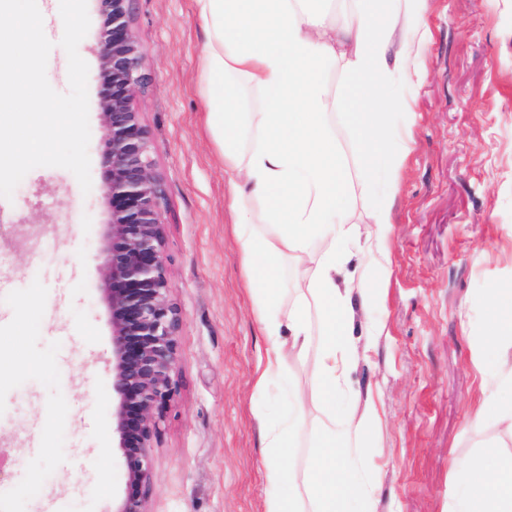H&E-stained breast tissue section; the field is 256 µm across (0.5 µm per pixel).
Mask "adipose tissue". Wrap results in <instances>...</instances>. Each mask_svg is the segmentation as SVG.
I'll use <instances>...</instances> for the list:
<instances>
[{
	"label": "adipose tissue",
	"instance_id": "obj_1",
	"mask_svg": "<svg viewBox=\"0 0 512 512\" xmlns=\"http://www.w3.org/2000/svg\"><path fill=\"white\" fill-rule=\"evenodd\" d=\"M425 0H357L349 22H332L316 0H194L206 39L200 78L208 126L230 177L227 207L239 245L245 287L268 341L255 370L264 391L286 359H311L310 384L292 390L297 405L313 403L325 420L315 432L317 452L303 474L277 465L264 472L273 493L265 512H341L342 500L370 512L374 485L348 470L340 449L365 457L377 419L373 400L362 408L342 404L344 387L360 358L349 336L354 298L369 299V285L339 281L356 254L370 256L373 282L390 275L385 228L409 148L387 140L382 95L394 76L411 77L427 42L420 18ZM344 61L352 78L343 103L328 96L325 74ZM263 95L246 108L239 83ZM345 109L360 142L364 172L385 177L372 221H347L346 170L332 117ZM261 209H254V202ZM294 261L308 278L309 298L282 300V269ZM372 282V283H373ZM491 342L482 351L490 371L477 420H491L512 436V290L496 288L486 300ZM461 490L453 512H512V451L484 443L478 456L459 460ZM303 482L310 510L275 495L287 482Z\"/></svg>",
	"mask_w": 512,
	"mask_h": 512
}]
</instances>
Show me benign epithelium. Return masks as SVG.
<instances>
[{
	"label": "benign epithelium",
	"instance_id": "7a95c632",
	"mask_svg": "<svg viewBox=\"0 0 512 512\" xmlns=\"http://www.w3.org/2000/svg\"><path fill=\"white\" fill-rule=\"evenodd\" d=\"M98 2L105 16L97 45L106 138L101 162L108 171L102 190L112 200V214L97 258L101 298L112 309V433L133 488L112 512H149L154 442L177 393L180 322L165 257L164 190L135 107L147 77L132 26L133 0Z\"/></svg>",
	"mask_w": 512,
	"mask_h": 512
}]
</instances>
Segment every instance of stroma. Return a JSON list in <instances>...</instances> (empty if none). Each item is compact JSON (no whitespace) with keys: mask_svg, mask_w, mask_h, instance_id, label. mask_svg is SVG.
I'll return each instance as SVG.
<instances>
[{"mask_svg":"<svg viewBox=\"0 0 512 512\" xmlns=\"http://www.w3.org/2000/svg\"><path fill=\"white\" fill-rule=\"evenodd\" d=\"M87 8L78 52L89 66L91 190L66 169L38 167L12 199L0 198V226L50 228L21 249L0 240V361L11 366L0 374V449L10 457L0 512H110L127 490L112 446V336L95 260L110 215L97 54L105 18L97 0ZM132 17L149 77L136 105L165 191L180 313L178 390L155 441L148 508L264 512L265 464L308 467L323 414L297 406L280 379L254 387L267 340L243 286L224 161L206 123L193 0H134ZM423 20L420 72L389 94L409 146L388 227L390 277L357 308L352 329L361 343L365 320L385 326L349 378L354 400L373 397L378 412L360 467L376 485L373 512H448L455 461L494 436L512 451L511 437L475 421L485 302L491 289L512 287V0H426ZM334 123L349 170L348 221L366 224L381 179L363 175L343 113ZM32 308L38 330L15 339ZM261 412L291 423L290 448L263 447Z\"/></svg>","mask_w":512,"mask_h":512,"instance_id":"stroma-1","label":"stroma"}]
</instances>
